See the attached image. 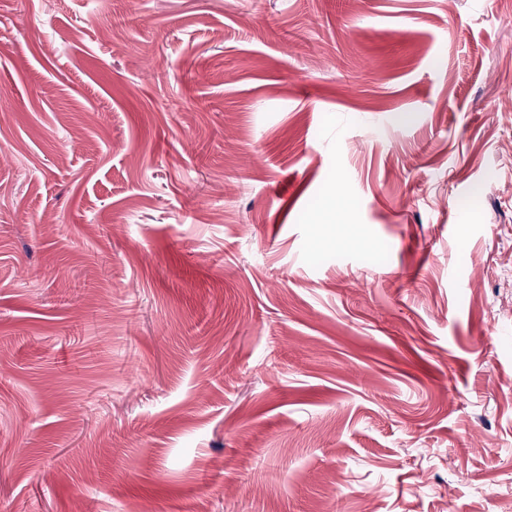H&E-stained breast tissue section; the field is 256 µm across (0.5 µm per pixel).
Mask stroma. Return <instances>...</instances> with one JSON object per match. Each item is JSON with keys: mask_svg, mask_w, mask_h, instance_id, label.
Wrapping results in <instances>:
<instances>
[{"mask_svg": "<svg viewBox=\"0 0 512 512\" xmlns=\"http://www.w3.org/2000/svg\"><path fill=\"white\" fill-rule=\"evenodd\" d=\"M0 512H512V0H0Z\"/></svg>", "mask_w": 512, "mask_h": 512, "instance_id": "stroma-1", "label": "stroma"}]
</instances>
